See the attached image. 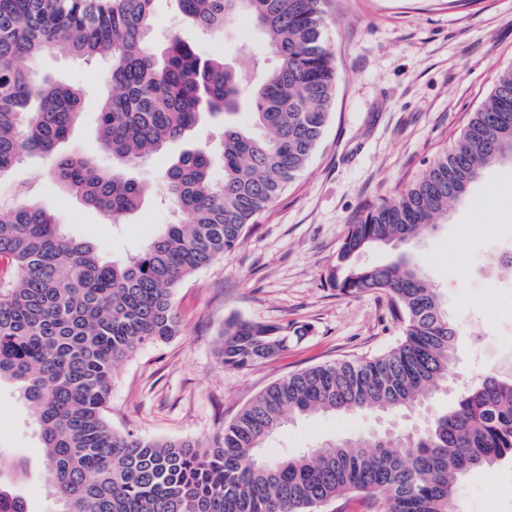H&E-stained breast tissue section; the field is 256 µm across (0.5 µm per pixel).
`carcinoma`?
<instances>
[{
  "mask_svg": "<svg viewBox=\"0 0 512 512\" xmlns=\"http://www.w3.org/2000/svg\"><path fill=\"white\" fill-rule=\"evenodd\" d=\"M205 32L246 17L273 57L250 77L202 58L179 34L155 53L154 0H0V177L33 154L54 156L81 115L79 88L38 79L25 63L65 51L112 62L91 155L55 156L51 176L119 224L152 185L129 170L188 138L205 114L245 109L224 124L223 176L206 148L186 149L159 188L187 219L126 261H103L62 231L24 189L0 208V380L20 383L38 413L60 512H311L332 500L363 512H456L459 480L512 459V375L464 388L448 412L419 428L331 440L269 460L266 439L317 412L389 417L428 404L448 384L456 329L425 273L406 255L359 256L410 240L447 217L491 165L512 152V70L502 72L445 151L418 179L367 205L324 275L347 296L382 293L402 336L386 352L288 374L244 406L210 441L116 431L107 419L112 371L139 347L165 342L180 321L173 290L230 254L249 225L308 166L331 117L336 60L323 38L322 0H175ZM290 327L230 316L216 356L243 369L288 350ZM23 465L0 453V512H27L15 485Z\"/></svg>",
  "mask_w": 512,
  "mask_h": 512,
  "instance_id": "1",
  "label": "carcinoma"
}]
</instances>
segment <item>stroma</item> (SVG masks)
I'll return each mask as SVG.
<instances>
[{"label": "stroma", "instance_id": "stroma-1", "mask_svg": "<svg viewBox=\"0 0 512 512\" xmlns=\"http://www.w3.org/2000/svg\"><path fill=\"white\" fill-rule=\"evenodd\" d=\"M323 8L338 88L322 141L236 250L174 289L179 333L137 349L115 368L108 412L114 429L155 440L206 441L288 373L375 356L401 336L385 295H339L323 277L364 207L416 179L488 98L498 73L512 69V0H324ZM176 32L201 56H224L242 72L251 71L263 52L246 21L203 34L180 23L175 0H155V48ZM32 68L38 78L83 92L81 116L58 153H91L101 167H111V155L97 147L108 62L53 52ZM223 132L222 118H203L188 141L171 144L131 174L158 181L171 156L190 144L216 146ZM52 163L49 157L24 158L0 179V207L14 204L16 184L30 185L34 201L65 233L107 262L139 253L175 219L170 201L153 194L123 224H109L50 179ZM403 252L419 263L458 324L454 381L433 393L434 416L456 404L463 385L495 371L500 347H512V310L501 304L512 297V272L497 263L502 253H512V161L488 168L468 199L449 209L447 223L359 261L387 263ZM230 316L305 334L293 338L283 356L228 369L218 363L215 345ZM380 425V418L363 413L300 417L269 437L265 452L274 459ZM0 452L25 467L17 490L28 512H58L36 411L6 380L0 382ZM455 503L460 512H512V462L471 472L459 482Z\"/></svg>", "mask_w": 512, "mask_h": 512}]
</instances>
